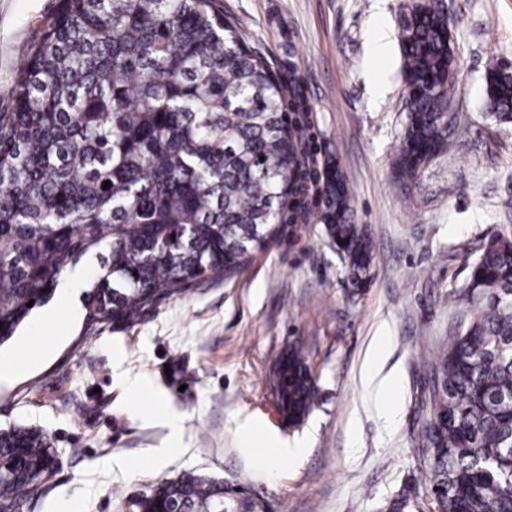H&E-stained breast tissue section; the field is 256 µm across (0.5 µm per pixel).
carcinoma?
<instances>
[{
    "mask_svg": "<svg viewBox=\"0 0 512 512\" xmlns=\"http://www.w3.org/2000/svg\"><path fill=\"white\" fill-rule=\"evenodd\" d=\"M215 2L63 0L19 55L13 111L0 113V345L87 254L98 270L85 320L133 319L190 283L233 277L292 211L304 129L284 113L304 97ZM401 48L410 110L395 169L412 180L458 129L446 112L457 59L443 3L405 7ZM487 84L494 117L512 123V71L493 64ZM320 200V223L360 288L372 244L339 165L328 166ZM466 295L479 309L433 356L421 436L430 464L392 512L428 495L442 512H512V237L482 249ZM274 383L288 423L301 422L315 384L300 350L280 359ZM54 460L47 433L1 428L0 505L38 491ZM172 508L261 512L194 473L139 503Z\"/></svg>",
    "mask_w": 512,
    "mask_h": 512,
    "instance_id": "cac0c4a2",
    "label": "carcinoma"
}]
</instances>
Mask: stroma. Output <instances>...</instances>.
<instances>
[{
	"label": "stroma",
	"mask_w": 512,
	"mask_h": 512,
	"mask_svg": "<svg viewBox=\"0 0 512 512\" xmlns=\"http://www.w3.org/2000/svg\"><path fill=\"white\" fill-rule=\"evenodd\" d=\"M409 2L219 0L246 24V45L298 80L316 159L339 164L371 234L370 275L351 286L313 204L234 277L132 320L93 328L83 313L37 309L0 346L5 363L37 358L0 381V427L45 430L59 460L22 512H130L156 483L192 471L244 484L267 512H389L421 479L428 361L476 311L464 292L482 247L512 237V124L484 109L490 62L512 63V0H443L462 132L405 184L394 163ZM60 5L0 0V112L13 107L20 50ZM294 346L316 398L291 426L272 377ZM371 353L387 379L380 400L363 384ZM383 400L400 411L394 423Z\"/></svg>",
	"instance_id": "stroma-1"
}]
</instances>
